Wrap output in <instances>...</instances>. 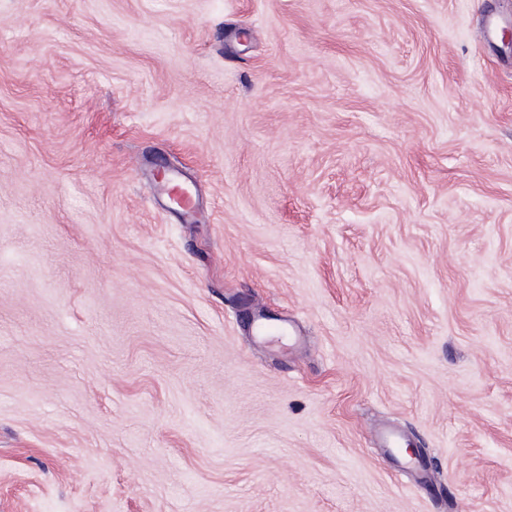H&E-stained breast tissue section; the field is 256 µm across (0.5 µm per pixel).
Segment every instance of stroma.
<instances>
[{
    "label": "stroma",
    "instance_id": "1",
    "mask_svg": "<svg viewBox=\"0 0 512 512\" xmlns=\"http://www.w3.org/2000/svg\"><path fill=\"white\" fill-rule=\"evenodd\" d=\"M510 28L0 0V512H512Z\"/></svg>",
    "mask_w": 512,
    "mask_h": 512
}]
</instances>
